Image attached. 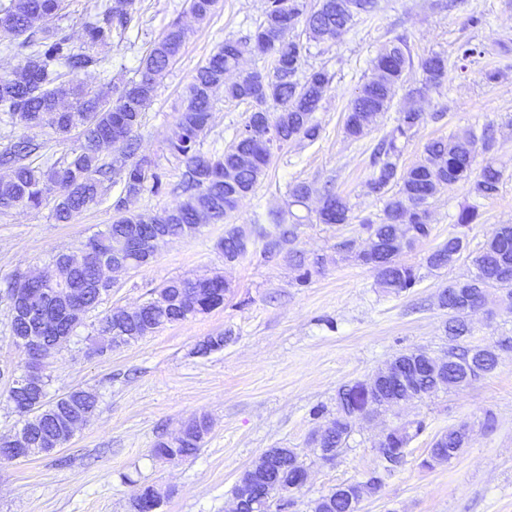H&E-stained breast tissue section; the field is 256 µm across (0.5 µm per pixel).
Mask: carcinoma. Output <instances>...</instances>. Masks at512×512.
Masks as SVG:
<instances>
[{"label":"carcinoma","instance_id":"carcinoma-1","mask_svg":"<svg viewBox=\"0 0 512 512\" xmlns=\"http://www.w3.org/2000/svg\"><path fill=\"white\" fill-rule=\"evenodd\" d=\"M351 1L357 5L352 11L345 8ZM64 2L0 0V31L16 37L17 42L8 49L22 57V63L10 74L0 77V122L27 131H45L59 144L71 138L73 129L82 128L78 145L57 159L44 154V143L33 137H4L0 168L8 176L0 178V212L37 209L50 200L55 220L68 223L89 206L106 200L115 176H120L122 184L111 202L114 219L85 243V261L73 264L66 253L53 257L55 284L80 288L79 305L69 309L58 296L47 304L28 307L31 317L10 321L12 335L36 333L53 343L75 335L87 315L98 309L109 294L111 286L102 279L99 256L112 254L114 248H125L132 268L148 265L151 257L136 245L159 233L170 239H191L207 224L224 223L254 191L273 156L265 137L267 130L274 131L281 146L298 139L313 142L319 137L321 126L314 114L333 75L322 67L311 70L302 82L296 79L306 62L308 42L328 41L346 32L355 18L372 12L376 4V0H320L316 8L310 9L306 0H265L263 19L252 34L244 39L224 40L196 69L167 144L169 153L185 167V197L157 214L146 215L136 210V202L146 193L161 194L163 180L154 161L137 157V134L159 77L181 55L187 30L178 23L172 24L144 56L137 76L116 88V96L112 97L87 87L79 75L103 65L94 49L112 43L113 35H121L129 28L132 9L100 0L94 5V12L82 18L79 34L73 35L64 26L70 17ZM188 2L190 13L204 20L218 0ZM299 27L306 40L286 38L288 32ZM254 49L273 58V73L251 71L226 81L225 74L236 69L240 59ZM372 66L375 77L364 82L347 105L343 130L353 141L367 136L392 108L395 90L410 69H419L422 76L421 86L408 93L396 125L371 151L368 187L372 194L386 198L384 217L378 222L361 220L370 249L355 255L359 264L376 271L381 288L399 294L417 282L414 268L402 262L400 254L430 237V200L453 184H466L471 196L490 199L499 192L503 171L488 156L494 143L489 126L479 133L462 129L446 139L428 141L420 158L408 170H402L401 141L410 138L427 119L412 100L443 84L448 59L440 53L413 58L408 38L402 34L378 53ZM220 88L224 89V98L250 103L253 110L224 152L216 155L204 152L201 141ZM106 144L120 148L109 161L101 155ZM226 168L236 172L235 181L224 180ZM313 192L305 182L293 185L288 192V206L305 205ZM350 211L343 196L326 189L321 194L317 220L321 224H346ZM478 217V205L467 203L461 206L456 224L466 226ZM253 233L263 243L265 253L283 256L298 272V284L306 285L321 269L322 259H311L291 247L296 225L285 223L282 214L256 218ZM249 244L245 231L232 226L225 229L218 247L224 261L233 263L247 253ZM463 258L469 262V274L448 282L439 295V305L448 309L449 315L445 329L448 352L440 374H435L433 357L415 349L392 360L407 371L405 384L386 380L369 397L362 394L361 381L342 385L336 393V416L312 438L316 447L331 453L330 459L347 447L352 423L360 413L371 415L382 408L410 402L415 392L424 398L441 390L466 387L470 379L483 378L497 368L499 352L512 349V336H503L493 345H469L472 326L467 317L460 315L471 306L483 309L492 289L500 291V301L512 307V224L498 225L481 247L470 252L465 237L451 232L427 255L426 263L434 270L449 269ZM162 292L168 300L164 309L146 301L134 310H108L94 328L96 342L101 344L95 354L102 356L112 349L107 336L117 326L126 336H148L167 323L186 320V302L192 298L199 304L200 314L223 305L226 285L218 275L176 278L166 282ZM49 382L44 378L40 388L27 397L40 413L34 421L21 410V396L8 391L13 411L24 418L23 428L31 432V457L40 453L46 437L66 431L72 415L83 412L90 416L98 404L96 394L81 389L50 400ZM209 430L206 417H195L179 435L158 441L154 453L160 457L172 454L181 461L193 457ZM424 430L422 420L402 422L390 429L379 442V462L366 479L346 483L344 491L312 501L311 512H358L364 498L380 491L395 471L391 462L405 459L410 443ZM469 439L467 424L450 426L434 439L429 453L455 457ZM264 455L236 483L233 495L246 489L255 494L260 504L258 512H272L269 489L292 484L304 462L294 448H268Z\"/></svg>","mask_w":512,"mask_h":512}]
</instances>
